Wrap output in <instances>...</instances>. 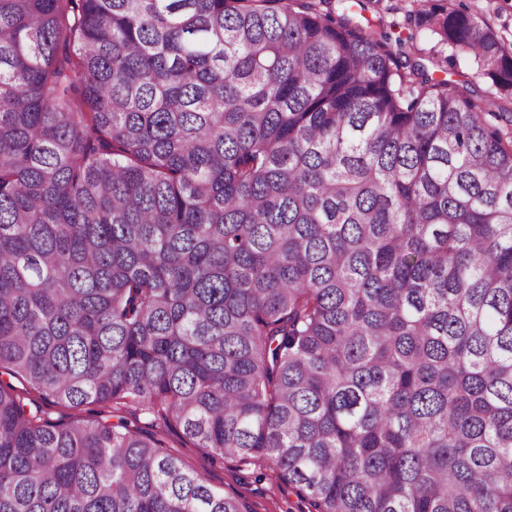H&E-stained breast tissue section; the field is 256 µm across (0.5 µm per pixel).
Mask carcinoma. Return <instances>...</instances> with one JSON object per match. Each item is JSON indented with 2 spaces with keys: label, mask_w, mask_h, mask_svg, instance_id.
I'll return each instance as SVG.
<instances>
[{
  "label": "carcinoma",
  "mask_w": 512,
  "mask_h": 512,
  "mask_svg": "<svg viewBox=\"0 0 512 512\" xmlns=\"http://www.w3.org/2000/svg\"><path fill=\"white\" fill-rule=\"evenodd\" d=\"M332 3L0 0V512H512V112ZM0 380L5 384H10L16 390L21 397L27 402H32L35 405H39L44 412V416L51 420L65 419L67 420L71 416H80L85 418L87 412L71 409L62 404L53 403L45 400L36 391L30 389V387L21 379L11 377L8 374L3 373L0 375ZM168 449L218 490L242 496L254 512H309L288 486L280 484L271 470L245 471L231 459H218L203 448L183 439L180 433H167ZM262 478H256L260 473Z\"/></svg>",
  "instance_id": "carcinoma-1"
}]
</instances>
